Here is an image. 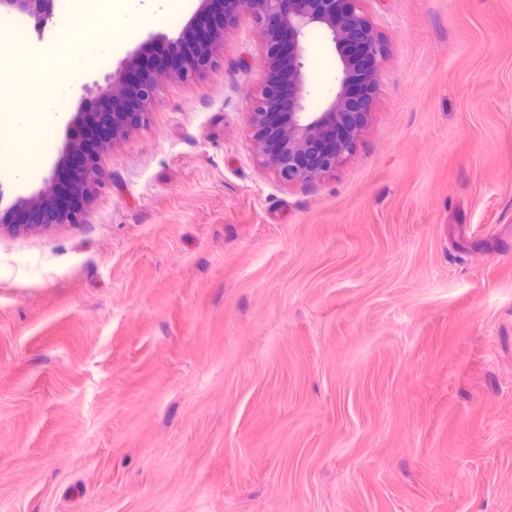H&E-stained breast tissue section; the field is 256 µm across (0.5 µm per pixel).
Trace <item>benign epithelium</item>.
I'll use <instances>...</instances> for the list:
<instances>
[{"label":"benign epithelium","mask_w":512,"mask_h":512,"mask_svg":"<svg viewBox=\"0 0 512 512\" xmlns=\"http://www.w3.org/2000/svg\"><path fill=\"white\" fill-rule=\"evenodd\" d=\"M359 0H200L194 17L175 39L150 37L123 62L110 88L103 93L101 112H77L69 129L84 128L93 137V118L112 119V136L106 144L123 138L134 125H125L117 110L135 112L145 119L166 77L192 79L215 63V48L227 29L249 16L257 22L265 42L264 84L253 112L250 129L260 154L279 177L289 183H309L330 172L348 154L361 127L348 120L353 84L373 85L384 46L369 18L359 9ZM53 0H0V9L39 20L50 13ZM319 30L336 56V76L316 110L308 108L310 57L308 35ZM190 51L180 67L152 78L133 80L145 54L165 55L180 48ZM288 67V111L273 85L281 64ZM80 169L75 180L68 173ZM99 182L96 158L84 159L82 145L68 134L61 154L43 187L14 210L34 214L58 209L57 195L88 196Z\"/></svg>","instance_id":"obj_1"}]
</instances>
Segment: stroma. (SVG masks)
Listing matches in <instances>:
<instances>
[{"instance_id":"obj_1","label":"stroma","mask_w":512,"mask_h":512,"mask_svg":"<svg viewBox=\"0 0 512 512\" xmlns=\"http://www.w3.org/2000/svg\"><path fill=\"white\" fill-rule=\"evenodd\" d=\"M360 8L385 53L333 171L258 153L244 18L78 222L0 232V512H512V0Z\"/></svg>"}]
</instances>
